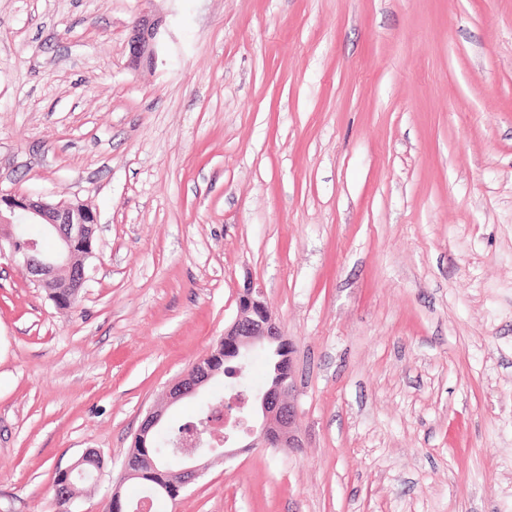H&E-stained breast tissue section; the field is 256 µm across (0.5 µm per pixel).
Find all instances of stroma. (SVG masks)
Segmentation results:
<instances>
[{"mask_svg":"<svg viewBox=\"0 0 512 512\" xmlns=\"http://www.w3.org/2000/svg\"><path fill=\"white\" fill-rule=\"evenodd\" d=\"M0 191L98 218L71 309L0 257V512L137 497L142 419L248 282L303 445L157 512H512V0H0ZM162 25L163 20L148 16H142L134 23L129 40L131 67L157 64ZM80 467L73 470L71 473L68 471H58L54 486L56 497L59 503L65 504L72 497V487L76 480L90 481L94 480V477L101 469V461L94 456L85 458L84 461L79 465Z\"/></svg>","mask_w":512,"mask_h":512,"instance_id":"1","label":"stroma"}]
</instances>
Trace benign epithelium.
<instances>
[{
  "mask_svg": "<svg viewBox=\"0 0 512 512\" xmlns=\"http://www.w3.org/2000/svg\"><path fill=\"white\" fill-rule=\"evenodd\" d=\"M163 20L140 17L132 26L129 40L130 65L133 68L153 67L158 60V46ZM43 224L52 231L57 241L51 255L28 241L18 244L14 226ZM98 224L97 215L80 203L54 202L46 194L0 193V256L8 253L20 261L35 277L38 286L49 295L65 294L78 298L88 280L85 265H74L78 244H90ZM224 360L239 362L255 351H265L273 359V376L264 391L255 394L241 387V373L235 379L233 394L221 406L212 407L204 428L191 431L175 442L173 455L181 461V468L173 472L176 491H182L205 469L204 458L224 448V457L230 458L237 450L230 443L248 437L249 448H300L301 437L297 427V408L291 401L296 388L293 348L275 321L263 292L246 286L238 297V315L224 329ZM210 357L198 361L191 371L180 377L166 391L167 404L191 395L218 371L209 366ZM163 411L147 412L135 436L134 445L144 448L152 431L160 428ZM143 456L129 454L123 470V480L140 476Z\"/></svg>",
  "mask_w": 512,
  "mask_h": 512,
  "instance_id": "benign-epithelium-1",
  "label": "benign epithelium"
}]
</instances>
